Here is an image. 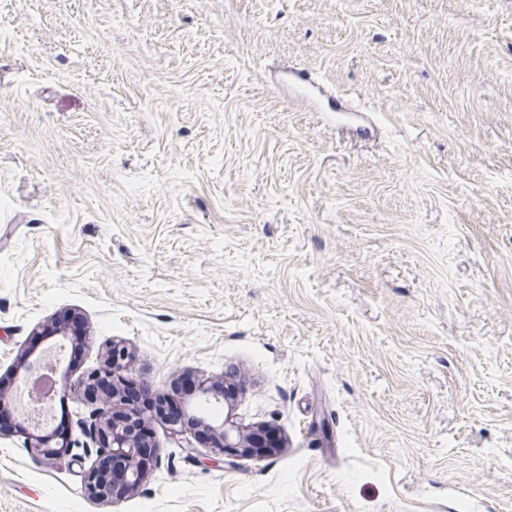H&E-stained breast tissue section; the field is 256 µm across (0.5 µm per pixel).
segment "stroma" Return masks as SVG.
<instances>
[{
    "label": "stroma",
    "mask_w": 512,
    "mask_h": 512,
    "mask_svg": "<svg viewBox=\"0 0 512 512\" xmlns=\"http://www.w3.org/2000/svg\"><path fill=\"white\" fill-rule=\"evenodd\" d=\"M69 310L76 445L1 429L0 512H512V0H0V375ZM116 342L282 448L154 415L94 504L73 386ZM236 383L232 380L202 381L198 387V398L206 403H224V419L216 421L206 416H189L209 433L212 448V462L219 457L235 456L263 460L282 448L281 441L269 425L242 426L233 413V401L236 395ZM31 446L36 452L47 460L56 457L61 448H71V439H57L51 432H42L30 438Z\"/></svg>",
    "instance_id": "stroma-1"
}]
</instances>
